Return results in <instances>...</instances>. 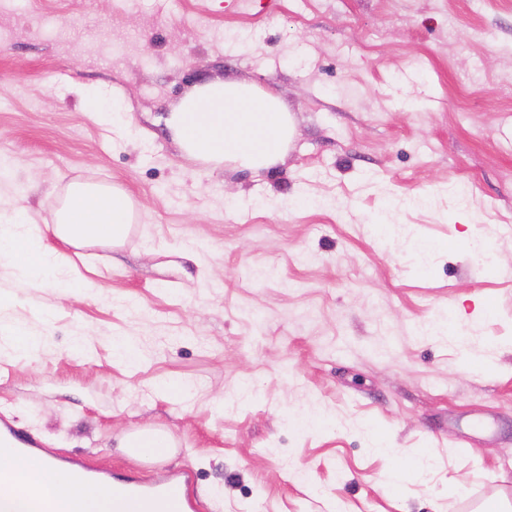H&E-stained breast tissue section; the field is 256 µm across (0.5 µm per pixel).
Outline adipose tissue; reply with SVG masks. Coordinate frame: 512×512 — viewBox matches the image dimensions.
<instances>
[{
    "instance_id": "adipose-tissue-1",
    "label": "adipose tissue",
    "mask_w": 512,
    "mask_h": 512,
    "mask_svg": "<svg viewBox=\"0 0 512 512\" xmlns=\"http://www.w3.org/2000/svg\"><path fill=\"white\" fill-rule=\"evenodd\" d=\"M181 151L191 160L268 169L284 154L295 134L291 116L279 100L235 82H212L187 95L168 118ZM132 222V203L112 186L71 183L46 226L29 223L24 210L0 213V265L16 269L31 286L71 282L72 270L59 245H121ZM52 232L58 247L44 245ZM46 496L66 495L75 512H115L113 490L74 483L55 474L44 484Z\"/></svg>"
}]
</instances>
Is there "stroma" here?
<instances>
[{"instance_id":"stroma-1","label":"stroma","mask_w":512,"mask_h":512,"mask_svg":"<svg viewBox=\"0 0 512 512\" xmlns=\"http://www.w3.org/2000/svg\"><path fill=\"white\" fill-rule=\"evenodd\" d=\"M1 31L0 212L45 224L75 181L135 206L93 287L0 265L1 415L119 477L192 471L202 512H512V0H0ZM214 81L290 113L274 166L183 157L166 119ZM478 308L468 353L422 333ZM146 425L167 458L119 447Z\"/></svg>"}]
</instances>
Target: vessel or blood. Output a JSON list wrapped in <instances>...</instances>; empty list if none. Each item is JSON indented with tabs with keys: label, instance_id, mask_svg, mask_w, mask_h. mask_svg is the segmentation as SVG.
Segmentation results:
<instances>
[{
	"label": "vessel or blood",
	"instance_id": "1",
	"mask_svg": "<svg viewBox=\"0 0 512 512\" xmlns=\"http://www.w3.org/2000/svg\"><path fill=\"white\" fill-rule=\"evenodd\" d=\"M0 446L27 457L30 465L42 478L49 477L51 468L40 454L36 442L19 433L7 420H0ZM190 473L165 475L152 482L134 478L125 479L119 493L125 499L147 503L151 512H194L191 495ZM27 496L31 512H72L70 504L62 497L45 499L38 482L27 484Z\"/></svg>",
	"mask_w": 512,
	"mask_h": 512
}]
</instances>
